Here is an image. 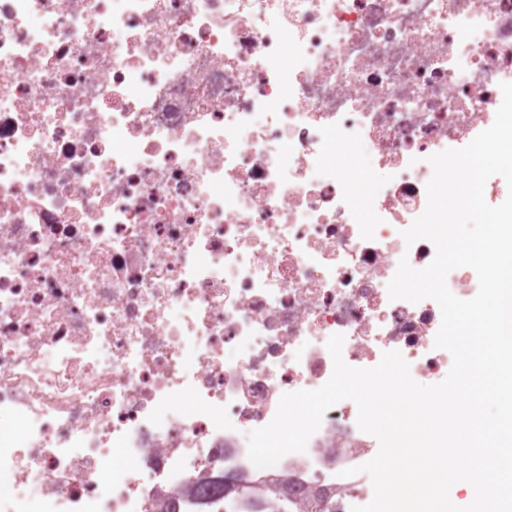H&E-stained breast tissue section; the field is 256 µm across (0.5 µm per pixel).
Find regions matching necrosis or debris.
I'll return each instance as SVG.
<instances>
[{"mask_svg":"<svg viewBox=\"0 0 512 512\" xmlns=\"http://www.w3.org/2000/svg\"><path fill=\"white\" fill-rule=\"evenodd\" d=\"M503 82L512 0H0V512L368 504L355 405L271 467L248 435L335 334L447 375L438 303L387 284ZM359 147L377 190L327 160Z\"/></svg>","mask_w":512,"mask_h":512,"instance_id":"necrosis-or-debris-1","label":"necrosis or debris"}]
</instances>
